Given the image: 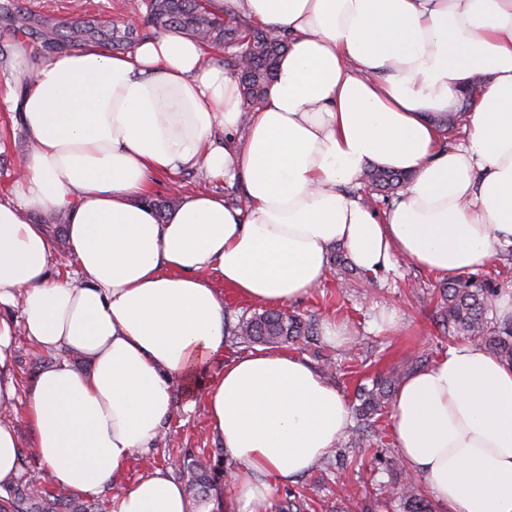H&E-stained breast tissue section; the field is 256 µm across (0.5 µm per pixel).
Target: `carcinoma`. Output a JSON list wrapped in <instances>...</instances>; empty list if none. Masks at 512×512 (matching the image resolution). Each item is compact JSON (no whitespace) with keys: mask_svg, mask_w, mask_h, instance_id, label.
I'll return each instance as SVG.
<instances>
[{"mask_svg":"<svg viewBox=\"0 0 512 512\" xmlns=\"http://www.w3.org/2000/svg\"><path fill=\"white\" fill-rule=\"evenodd\" d=\"M147 18L155 29H175L204 45L223 47L230 51L227 66L237 75L250 111L260 107L273 81L280 58L288 50L289 37L273 29L261 28L246 16L217 14L207 7V0H148ZM13 31L33 38L37 49L52 54L69 46L88 42L110 45L120 50L138 41L136 32L115 27L112 19L102 15L82 18L81 22L65 25L53 18L31 11L12 13ZM409 175L403 171L373 166L364 174L363 181L389 198L404 187ZM501 287L498 275L477 278L460 274L439 288L441 308L436 312V323L448 339L476 343L488 348L503 363L512 366V317L493 316L495 302ZM229 335L234 343L246 348L253 345L291 343L306 345L316 340L315 320L297 313L278 309L255 312L249 318L241 316L229 324ZM409 369L398 368L377 378L372 387H360L355 406L356 424L351 430V443L381 437L378 419L390 409L396 392L407 371L418 370L426 364L424 355L407 360ZM180 468L190 471V485L205 491L215 473L197 456L183 459ZM384 501L399 503L402 512H433V505L422 493L419 483L403 474L399 479L380 486ZM6 512H87L72 506L64 491L50 494L28 484L17 497L4 502Z\"/></svg>","mask_w":512,"mask_h":512,"instance_id":"1","label":"carcinoma"}]
</instances>
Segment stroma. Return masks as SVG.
Returning <instances> with one entry per match:
<instances>
[{"label":"stroma","mask_w":512,"mask_h":512,"mask_svg":"<svg viewBox=\"0 0 512 512\" xmlns=\"http://www.w3.org/2000/svg\"><path fill=\"white\" fill-rule=\"evenodd\" d=\"M10 4L68 23L79 8L88 15H109L118 26L137 28L144 35L152 32L146 23L143 0H0V7ZM28 145V138L18 125L8 127L0 136V197L10 194L15 168L27 153ZM176 189L183 193L208 191L226 198L243 196L238 184L224 178H209L199 169H186L172 178L159 177L152 195L162 199ZM342 280L340 268L330 267L317 288L287 303L285 309L315 316L318 325L333 322L344 329L347 339L342 343L335 345L321 338L306 348L290 346L289 351L317 368L322 365V356H331L337 367L331 383L345 396H353L358 385L370 383L374 376L403 365L414 352H422L432 360L447 352L448 340L432 320L444 276L402 259L393 270L357 277L353 288L342 289ZM390 313L394 314L395 323L387 327L381 317ZM5 417L15 424L23 443V481L54 486V479L28 446L31 432L23 409L6 412ZM391 424V418L382 420L383 440L376 446L365 444L358 448L347 439H340L337 449L345 455L346 465H338L335 457L330 456L315 463L298 479V486L306 488L313 499L309 512H335L342 505L349 512H367L373 483L397 478L394 471L377 468L375 462L376 457L399 454ZM189 454L206 456L212 465L223 469L231 465L200 403L192 411H177L155 448L146 453L135 452L124 476L107 485L102 496L109 499L119 495L153 468L170 465Z\"/></svg>","instance_id":"35a3bbf8"}]
</instances>
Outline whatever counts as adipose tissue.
Returning <instances> with one entry per match:
<instances>
[{"mask_svg": "<svg viewBox=\"0 0 512 512\" xmlns=\"http://www.w3.org/2000/svg\"><path fill=\"white\" fill-rule=\"evenodd\" d=\"M288 33L263 107L175 30L130 50L89 42L51 56L15 44L0 106L32 146L0 199V411L26 403L31 446L70 493L95 496L150 449L174 406L228 341L221 287L269 306L318 286L332 247L370 273L396 257L443 275L512 247V0H210ZM479 97L457 147L439 116ZM371 164L412 180L387 212L353 187ZM204 167L239 183L245 206L181 195L158 219L156 176ZM65 216L71 273L32 213ZM18 314H11V307ZM89 360L56 361L20 397L15 338ZM204 387L213 434L235 464L234 496L192 498L159 467L111 512H260L333 453L352 421L336 387L298 356L257 351ZM397 448L438 506L512 512V367L450 347L407 375ZM22 443L0 420V490Z\"/></svg>", "mask_w": 512, "mask_h": 512, "instance_id": "adipose-tissue-1", "label": "adipose tissue"}]
</instances>
